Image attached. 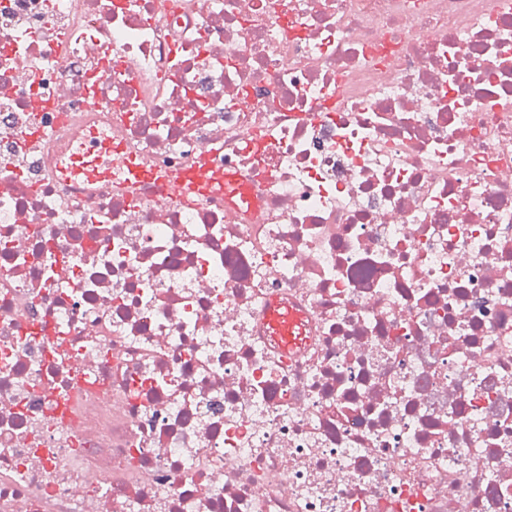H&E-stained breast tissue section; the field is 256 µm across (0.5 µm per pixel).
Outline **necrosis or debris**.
<instances>
[{
    "instance_id": "necrosis-or-debris-1",
    "label": "necrosis or debris",
    "mask_w": 512,
    "mask_h": 512,
    "mask_svg": "<svg viewBox=\"0 0 512 512\" xmlns=\"http://www.w3.org/2000/svg\"><path fill=\"white\" fill-rule=\"evenodd\" d=\"M0 512H512V0H0ZM91 146L85 152L71 158L69 172L74 177L89 181L112 180V140L104 143V150L98 152ZM186 184L195 191L201 198H207L216 193L217 188L224 185V190L233 188V194L240 193V198L243 203L254 205L255 199L248 191L242 177L233 171L223 169L209 162L201 163L192 169L178 174L170 178V189L174 195H177L180 190H184ZM301 314L280 302H272L268 307L267 323L269 334L288 352L299 348L303 343L304 328Z\"/></svg>"
}]
</instances>
